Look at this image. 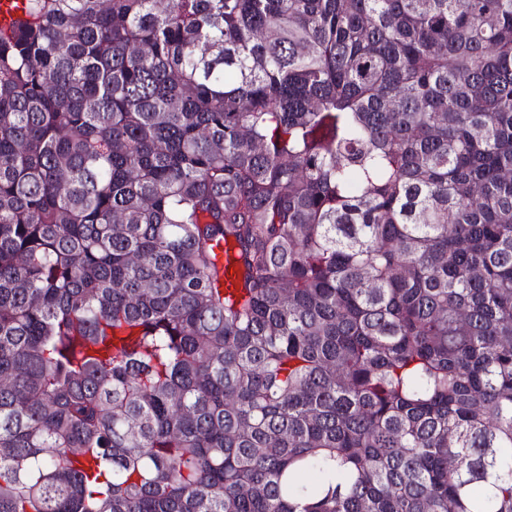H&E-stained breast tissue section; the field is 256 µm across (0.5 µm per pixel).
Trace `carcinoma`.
Here are the masks:
<instances>
[{
    "instance_id": "cac0c4a2",
    "label": "carcinoma",
    "mask_w": 512,
    "mask_h": 512,
    "mask_svg": "<svg viewBox=\"0 0 512 512\" xmlns=\"http://www.w3.org/2000/svg\"><path fill=\"white\" fill-rule=\"evenodd\" d=\"M27 15L0 512H512V0ZM216 253L220 264H224V290L231 292L238 288L240 281V269L234 256L235 248L232 243L222 242L217 248ZM233 269V273H230Z\"/></svg>"
}]
</instances>
